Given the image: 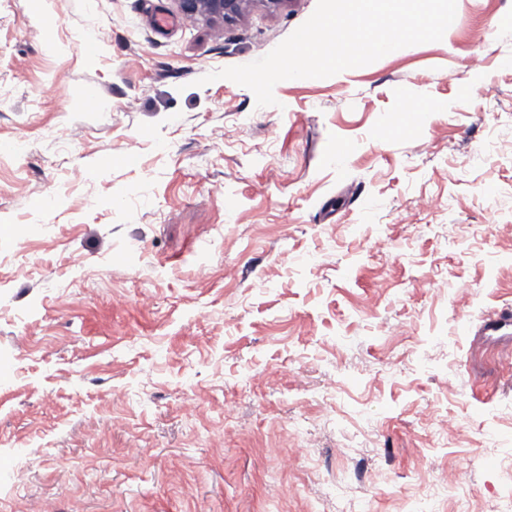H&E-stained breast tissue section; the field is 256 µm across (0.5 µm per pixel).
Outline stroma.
Instances as JSON below:
<instances>
[{"mask_svg": "<svg viewBox=\"0 0 512 512\" xmlns=\"http://www.w3.org/2000/svg\"><path fill=\"white\" fill-rule=\"evenodd\" d=\"M316 5L0 0V512H512V0L198 85ZM189 19L204 22H232L244 14L251 0H175ZM453 482L442 480V483L435 482L432 485L431 493L427 502H416L411 505L409 512H439L441 506L448 501V487L453 486Z\"/></svg>", "mask_w": 512, "mask_h": 512, "instance_id": "35a3bbf8", "label": "stroma"}]
</instances>
